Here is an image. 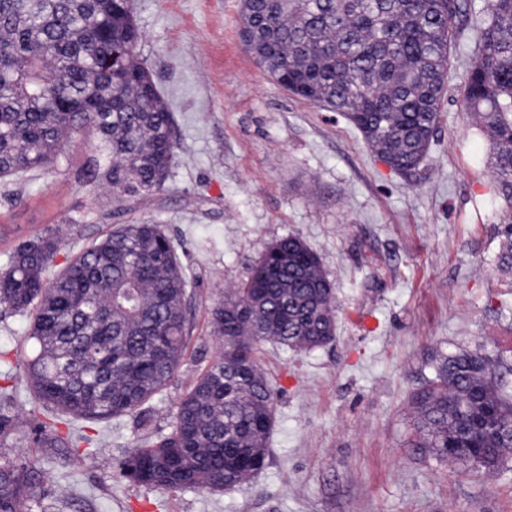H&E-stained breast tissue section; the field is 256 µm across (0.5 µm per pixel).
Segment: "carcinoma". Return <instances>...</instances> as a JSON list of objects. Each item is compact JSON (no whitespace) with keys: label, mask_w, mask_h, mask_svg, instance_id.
Instances as JSON below:
<instances>
[{"label":"carcinoma","mask_w":512,"mask_h":512,"mask_svg":"<svg viewBox=\"0 0 512 512\" xmlns=\"http://www.w3.org/2000/svg\"><path fill=\"white\" fill-rule=\"evenodd\" d=\"M471 0H242L256 63L298 86L303 100L343 113L374 152L410 173L427 158ZM131 0H0V180L75 170L109 196L167 190L178 140L172 112L140 58ZM479 57L464 87L474 127L493 145V194L512 206V0H490ZM88 153L72 168L66 148ZM499 269L512 272V221ZM61 238L45 231L14 246L0 270V305L30 317L15 344L27 387L56 414L89 423L138 413L184 359L192 321L189 269L158 224H120L70 256L53 278ZM213 362L178 399L169 433L130 449L121 475L149 488H240L265 466L276 387L258 366L269 341L296 354L336 334V296L320 257L298 236L271 243L247 281L211 312ZM418 447L495 469L512 454L506 374L478 353L441 354L414 397ZM37 442L101 453L92 436ZM41 495L33 464L0 457V512Z\"/></svg>","instance_id":"1"}]
</instances>
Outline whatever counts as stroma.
Returning a JSON list of instances; mask_svg holds the SVG:
<instances>
[{
    "label": "stroma",
    "mask_w": 512,
    "mask_h": 512,
    "mask_svg": "<svg viewBox=\"0 0 512 512\" xmlns=\"http://www.w3.org/2000/svg\"><path fill=\"white\" fill-rule=\"evenodd\" d=\"M241 6L133 0L179 163L167 192L131 199L123 221L161 224L193 274L187 352L151 404L149 430L170 432L177 400L218 351L210 310L279 238L300 236L319 255L336 291V338L307 354L260 345L277 389L267 465L221 493L120 480L116 463L144 432L135 416L87 424L105 450L91 463L37 446L29 393L0 403L18 420L0 456L42 475L28 512H512V457L491 471L440 461L418 447L411 403L432 352H479L512 367V288L497 266L512 213L488 193L491 145L463 96L476 28L457 41L427 159L401 175L342 114L258 67L240 36ZM0 222L12 227L0 237L2 266L14 245L51 225L64 263L116 219L75 175L50 173L11 195L0 187Z\"/></svg>",
    "instance_id": "1"
}]
</instances>
